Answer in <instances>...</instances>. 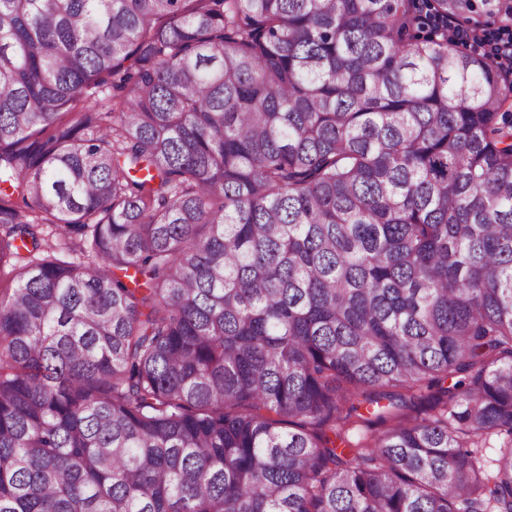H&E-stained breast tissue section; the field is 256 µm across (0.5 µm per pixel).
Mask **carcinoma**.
<instances>
[{"mask_svg":"<svg viewBox=\"0 0 512 512\" xmlns=\"http://www.w3.org/2000/svg\"><path fill=\"white\" fill-rule=\"evenodd\" d=\"M500 17L0 0V512H512ZM448 34L458 36L473 52L490 57L500 70L512 72V37H507V33L503 34L506 38L489 41L459 29L455 22L448 20Z\"/></svg>","mask_w":512,"mask_h":512,"instance_id":"cac0c4a2","label":"carcinoma"}]
</instances>
